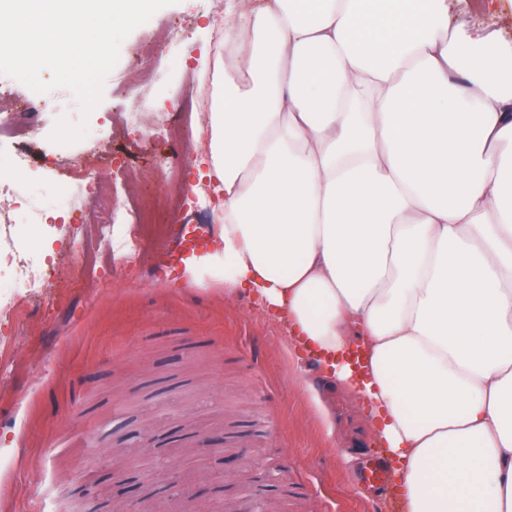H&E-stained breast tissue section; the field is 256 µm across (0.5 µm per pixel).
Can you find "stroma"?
I'll use <instances>...</instances> for the list:
<instances>
[{
  "label": "stroma",
  "instance_id": "obj_1",
  "mask_svg": "<svg viewBox=\"0 0 512 512\" xmlns=\"http://www.w3.org/2000/svg\"><path fill=\"white\" fill-rule=\"evenodd\" d=\"M224 17L218 0H178L136 28L121 44L101 103L82 117L64 88L37 93L0 75V90L34 104L19 113L35 125L25 192L6 235H24L30 253L52 272L41 301L13 291V270L0 268V512H70L72 501L101 512H128L149 496L155 512H232L257 499L267 512H397L398 502L356 483L365 459L385 455L369 408L339 380L297 356L275 322L244 294L226 295L219 282L187 283L144 257L125 270L109 266L100 222L111 211L91 208L96 223L79 227L82 247L70 255L55 224L30 223L32 207L67 213L68 190L44 165L45 156L79 157L99 146L117 165L102 171L107 194L136 195L150 204L152 171L174 152L172 103L190 84L215 74L245 78L247 50H213ZM159 27L171 40L157 51L154 84L137 85L136 52ZM86 121L79 142L49 135L58 118ZM138 183H128L127 169ZM222 449L223 491L196 487V499H171L170 474H185L192 435ZM162 453L148 460L147 488L132 476L144 439Z\"/></svg>",
  "mask_w": 512,
  "mask_h": 512
}]
</instances>
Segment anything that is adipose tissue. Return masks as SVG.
<instances>
[{"mask_svg":"<svg viewBox=\"0 0 512 512\" xmlns=\"http://www.w3.org/2000/svg\"><path fill=\"white\" fill-rule=\"evenodd\" d=\"M470 0H261L211 95L219 244L371 408L404 512H512V39Z\"/></svg>","mask_w":512,"mask_h":512,"instance_id":"ef3b65f1","label":"adipose tissue"}]
</instances>
